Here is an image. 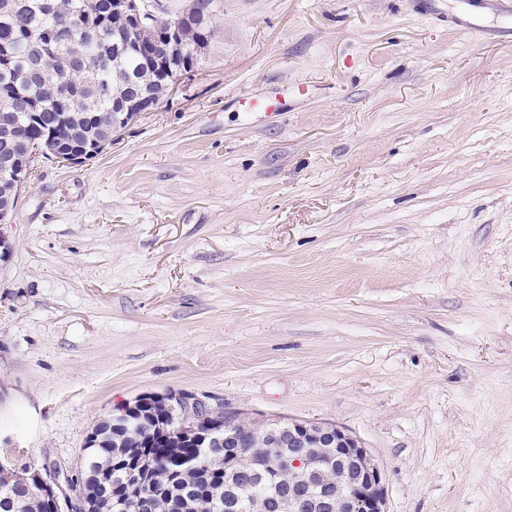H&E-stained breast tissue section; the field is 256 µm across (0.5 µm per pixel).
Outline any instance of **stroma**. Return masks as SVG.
Returning <instances> with one entry per match:
<instances>
[{
    "label": "stroma",
    "mask_w": 512,
    "mask_h": 512,
    "mask_svg": "<svg viewBox=\"0 0 512 512\" xmlns=\"http://www.w3.org/2000/svg\"><path fill=\"white\" fill-rule=\"evenodd\" d=\"M6 232L0 462L76 471L184 390L346 428L387 512H512V45L421 0H215L175 92L36 158ZM108 145H112V140L106 143L96 144L90 148H83L78 151L60 152L51 148L50 153H45L58 163L63 164H80L87 160L93 159L100 155Z\"/></svg>",
    "instance_id": "1"
}]
</instances>
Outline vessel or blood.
Listing matches in <instances>:
<instances>
[{"instance_id":"vessel-or-blood-1","label":"vessel or blood","mask_w":512,"mask_h":512,"mask_svg":"<svg viewBox=\"0 0 512 512\" xmlns=\"http://www.w3.org/2000/svg\"><path fill=\"white\" fill-rule=\"evenodd\" d=\"M444 18L453 29L512 42V0H455L454 9Z\"/></svg>"}]
</instances>
